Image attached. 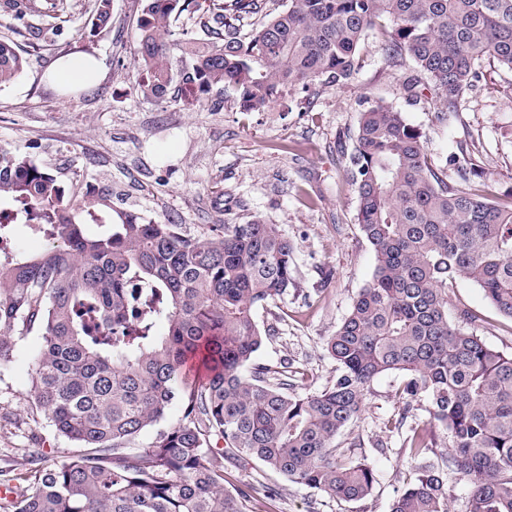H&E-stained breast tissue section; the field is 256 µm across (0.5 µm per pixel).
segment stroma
<instances>
[{"instance_id": "stroma-1", "label": "stroma", "mask_w": 512, "mask_h": 512, "mask_svg": "<svg viewBox=\"0 0 512 512\" xmlns=\"http://www.w3.org/2000/svg\"><path fill=\"white\" fill-rule=\"evenodd\" d=\"M144 5L112 0L111 27L93 32L91 0H70L60 36L45 39L14 9L0 6V39L29 58L21 78L0 91V143L48 166L65 187L79 181L111 187L115 204L191 233L219 219L238 224L258 216L278 224L296 246L297 285L258 311L273 333L255 360L293 364L299 391L321 389L336 374L326 342L375 264L344 173L343 155L362 112L379 101L404 112L434 158L464 154L478 166L486 194L498 197L512 190V72L484 63L456 117L442 122L432 92L417 103L407 98L402 82L412 65L387 67L384 39L372 31L360 47L361 69L348 84L298 86L262 111L241 109L228 87L222 103L203 109L177 83L163 101L140 92L133 44ZM74 52L96 55L102 76L65 94L49 78L57 59ZM464 307L480 312L472 329L488 346L512 354V321L498 315L473 282L460 279L448 293L449 318ZM40 345L39 336L19 338L12 361L0 367V467L17 474L26 472L33 445L43 448L50 465L79 451L55 433L29 396ZM399 381L395 373L375 379L362 413L336 438L339 447H361L374 461L376 483L364 500H331L255 462L226 464L229 481L279 484L276 501L256 503L253 512H389L409 476L403 437L387 426L403 406Z\"/></svg>"}]
</instances>
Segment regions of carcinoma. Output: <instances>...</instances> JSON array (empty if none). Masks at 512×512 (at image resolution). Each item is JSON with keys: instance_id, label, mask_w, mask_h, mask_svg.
<instances>
[{"instance_id": "carcinoma-1", "label": "carcinoma", "mask_w": 512, "mask_h": 512, "mask_svg": "<svg viewBox=\"0 0 512 512\" xmlns=\"http://www.w3.org/2000/svg\"><path fill=\"white\" fill-rule=\"evenodd\" d=\"M200 9L199 0H148L134 46L144 95L164 97L178 76L199 89L201 107L231 86L241 108L260 110L299 85L354 79L375 29L388 64L410 61L439 97L442 121L484 61L512 71V0H223L205 37L166 40L175 16ZM111 20V0H93L92 26ZM26 65L0 40V91ZM344 160L375 266L326 343L336 376L299 392L288 365L254 362L271 332L258 310L296 287V246L279 225L255 217L187 234L112 206L107 191L68 197L51 170L0 144V220L35 224L49 241L42 253L0 260V366L18 337L41 336L29 394L84 449L50 468L42 449H27L34 480L21 477L0 512H250L256 498L278 497L266 482L224 487L226 461H257L330 499L360 501L374 465L336 447V436L390 372L403 375L392 425L408 426L414 470L390 512H449L450 463L470 512H512V354L468 330L477 312L448 318V289L467 279L512 320V204L465 188L478 176L469 161L448 183V164L386 103L361 113ZM86 224L111 229L89 236ZM421 396L448 438L440 454L426 425L407 424ZM176 405L178 422L130 455L127 443Z\"/></svg>"}]
</instances>
